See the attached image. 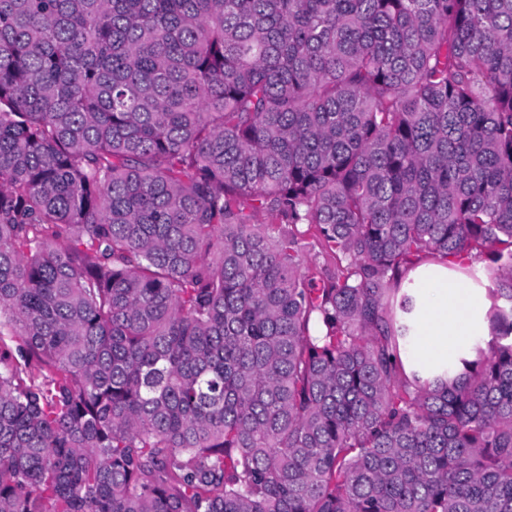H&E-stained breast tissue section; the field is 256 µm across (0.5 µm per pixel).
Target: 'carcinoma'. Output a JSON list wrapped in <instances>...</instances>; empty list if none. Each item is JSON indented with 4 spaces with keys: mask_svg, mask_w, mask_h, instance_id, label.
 Wrapping results in <instances>:
<instances>
[{
    "mask_svg": "<svg viewBox=\"0 0 512 512\" xmlns=\"http://www.w3.org/2000/svg\"><path fill=\"white\" fill-rule=\"evenodd\" d=\"M0 512H512V0H0ZM477 282L457 265L425 262L409 271L402 292L410 298L403 314L410 326L411 342L402 352L408 375L426 374L440 366L462 368V360H474L473 343L488 335L490 301L487 279Z\"/></svg>",
    "mask_w": 512,
    "mask_h": 512,
    "instance_id": "1",
    "label": "carcinoma"
}]
</instances>
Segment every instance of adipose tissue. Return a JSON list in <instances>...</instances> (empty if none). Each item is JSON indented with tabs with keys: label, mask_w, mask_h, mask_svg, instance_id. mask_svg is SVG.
Listing matches in <instances>:
<instances>
[{
	"label": "adipose tissue",
	"mask_w": 512,
	"mask_h": 512,
	"mask_svg": "<svg viewBox=\"0 0 512 512\" xmlns=\"http://www.w3.org/2000/svg\"><path fill=\"white\" fill-rule=\"evenodd\" d=\"M402 291L410 299L404 319L411 342L402 353L407 372L458 368L475 359L473 343L488 333L486 282L472 280L451 263L425 262L409 271Z\"/></svg>",
	"instance_id": "ef3b65f1"
}]
</instances>
